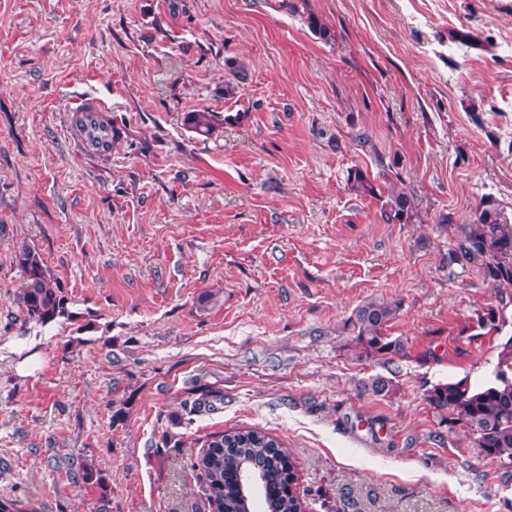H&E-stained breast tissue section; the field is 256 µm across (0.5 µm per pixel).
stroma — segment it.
Returning a JSON list of instances; mask_svg holds the SVG:
<instances>
[{"mask_svg":"<svg viewBox=\"0 0 512 512\" xmlns=\"http://www.w3.org/2000/svg\"><path fill=\"white\" fill-rule=\"evenodd\" d=\"M86 93L111 158L74 148ZM201 109L228 121L198 135ZM488 198L512 235V0H0V498L211 512L197 459L255 428L305 512H512V462L425 398L489 381L512 337V284L448 262ZM24 243L70 317L16 303ZM370 299L405 356H353ZM375 374L392 395H360ZM82 460L104 486L68 478ZM66 126L76 136L78 150L90 159L107 157L112 150V118L109 107L93 94L69 101ZM388 210L384 213L386 220L401 222L405 217V221L410 219L409 212L412 210V202L410 197L404 192H391L390 202H387Z\"/></svg>","mask_w":512,"mask_h":512,"instance_id":"1","label":"stroma"}]
</instances>
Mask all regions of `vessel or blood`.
<instances>
[{
	"instance_id": "1",
	"label": "vessel or blood",
	"mask_w": 512,
	"mask_h": 512,
	"mask_svg": "<svg viewBox=\"0 0 512 512\" xmlns=\"http://www.w3.org/2000/svg\"><path fill=\"white\" fill-rule=\"evenodd\" d=\"M66 126L77 138V147L90 159L109 156L112 150V119L107 105L88 94L69 101Z\"/></svg>"
}]
</instances>
